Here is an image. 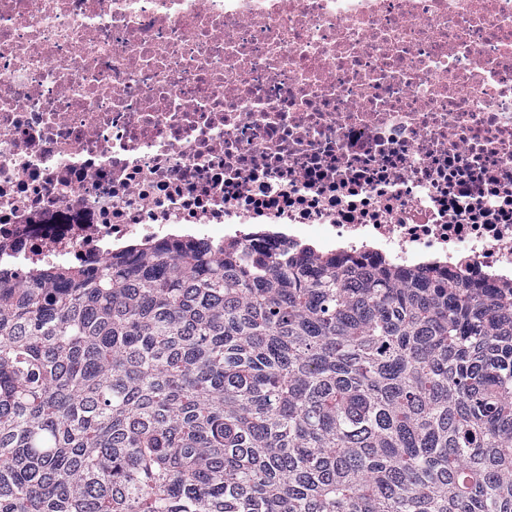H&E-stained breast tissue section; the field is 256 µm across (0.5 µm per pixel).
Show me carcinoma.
Returning a JSON list of instances; mask_svg holds the SVG:
<instances>
[{"label":"carcinoma","instance_id":"cac0c4a2","mask_svg":"<svg viewBox=\"0 0 512 512\" xmlns=\"http://www.w3.org/2000/svg\"><path fill=\"white\" fill-rule=\"evenodd\" d=\"M0 512H512V293L260 238L0 268Z\"/></svg>","mask_w":512,"mask_h":512}]
</instances>
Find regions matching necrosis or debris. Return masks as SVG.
<instances>
[{"label": "necrosis or debris", "instance_id": "necrosis-or-debris-1", "mask_svg": "<svg viewBox=\"0 0 512 512\" xmlns=\"http://www.w3.org/2000/svg\"><path fill=\"white\" fill-rule=\"evenodd\" d=\"M313 243L512 286V0H0V267Z\"/></svg>", "mask_w": 512, "mask_h": 512}]
</instances>
